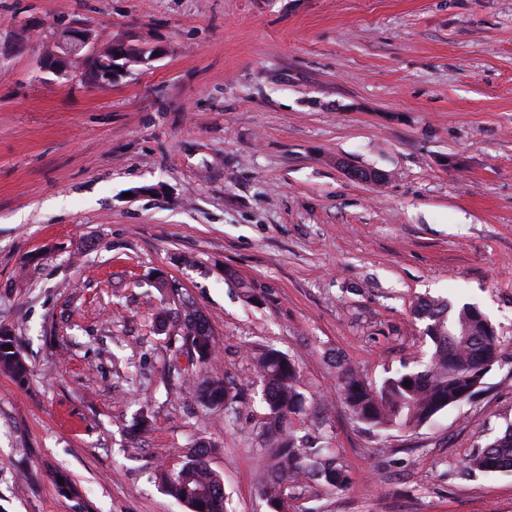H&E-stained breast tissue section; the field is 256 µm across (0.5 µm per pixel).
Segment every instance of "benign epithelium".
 <instances>
[{"label": "benign epithelium", "instance_id": "obj_1", "mask_svg": "<svg viewBox=\"0 0 512 512\" xmlns=\"http://www.w3.org/2000/svg\"><path fill=\"white\" fill-rule=\"evenodd\" d=\"M119 47L124 49L126 45L111 39L102 41L87 27H72L59 39L57 51L46 57L45 66L61 73L74 72L89 84H106L114 77L116 61L123 60L130 65L145 60L143 56L118 54Z\"/></svg>", "mask_w": 512, "mask_h": 512}]
</instances>
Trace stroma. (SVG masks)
Listing matches in <instances>:
<instances>
[{"instance_id":"35a3bbf8","label":"stroma","mask_w":512,"mask_h":512,"mask_svg":"<svg viewBox=\"0 0 512 512\" xmlns=\"http://www.w3.org/2000/svg\"><path fill=\"white\" fill-rule=\"evenodd\" d=\"M80 25L151 56L104 86L44 69ZM155 270L245 386L232 422L168 385ZM438 295L497 330L482 393L358 422L337 358L372 382L426 361L412 310ZM0 327L32 369L0 373V512H187L157 467L199 441L228 512H267V347L299 368L292 431L351 477L290 486L292 512H512V472L460 475L512 424V0H0Z\"/></svg>"}]
</instances>
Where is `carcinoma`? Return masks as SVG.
Here are the masks:
<instances>
[{
    "instance_id": "1",
    "label": "carcinoma",
    "mask_w": 512,
    "mask_h": 512,
    "mask_svg": "<svg viewBox=\"0 0 512 512\" xmlns=\"http://www.w3.org/2000/svg\"><path fill=\"white\" fill-rule=\"evenodd\" d=\"M425 322L423 333L434 345L429 360L417 368L403 370L382 380L368 382L344 359L338 360L345 401L356 419L377 430L414 429L437 414L460 406L483 386L486 374L499 361L501 340L495 327L478 307H453L446 298L424 299L416 307ZM176 335L185 347L188 364L203 367L215 352V341L207 320L199 313L176 324ZM256 377L262 387L266 410L263 433L267 447L266 478L262 494L280 509L288 508L286 482L313 479L342 490L350 474L335 449L297 437L290 430L303 394L298 368L282 351L270 347L254 357ZM0 372L18 385L30 378V366L19 350L16 336L0 327ZM191 392L206 409L236 407L239 392L218 376H203L192 383ZM207 448L179 468L163 470L160 481L167 495L188 512H227L224 482L206 462ZM512 469V427L468 459V474H489Z\"/></svg>"
}]
</instances>
